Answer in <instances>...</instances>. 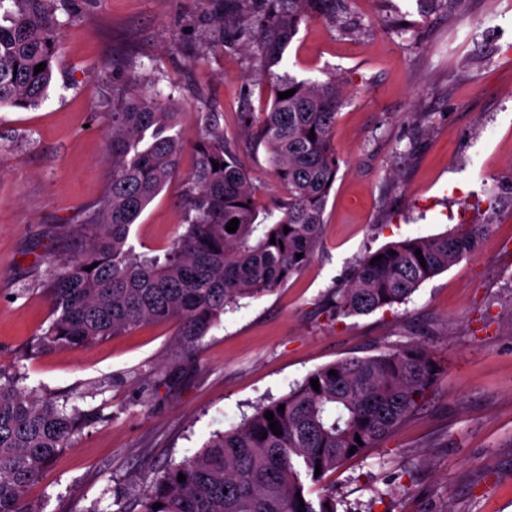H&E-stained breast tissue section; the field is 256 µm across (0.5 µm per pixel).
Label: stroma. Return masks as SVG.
I'll return each instance as SVG.
<instances>
[{
    "instance_id": "1",
    "label": "stroma",
    "mask_w": 512,
    "mask_h": 512,
    "mask_svg": "<svg viewBox=\"0 0 512 512\" xmlns=\"http://www.w3.org/2000/svg\"><path fill=\"white\" fill-rule=\"evenodd\" d=\"M216 0H84L35 108L0 107V369L94 420L29 488L34 512H139L170 463L328 363L420 344L446 370L378 447L327 475L338 512H512V0H344L309 19L275 72L341 81L340 169L312 261L226 312L194 349L173 322L80 349L24 350L52 320L50 275L89 240L105 194V99L143 70L183 114L178 173L130 231L160 254L184 230L195 115L269 109L271 75L225 46ZM240 158L268 204L283 196L264 149ZM483 224L479 249L404 304L331 317L334 288L389 243Z\"/></svg>"
}]
</instances>
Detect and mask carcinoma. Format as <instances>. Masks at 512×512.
Returning a JSON list of instances; mask_svg holds the SVG:
<instances>
[{
  "label": "carcinoma",
  "mask_w": 512,
  "mask_h": 512,
  "mask_svg": "<svg viewBox=\"0 0 512 512\" xmlns=\"http://www.w3.org/2000/svg\"><path fill=\"white\" fill-rule=\"evenodd\" d=\"M338 2L224 0L215 26L225 45L246 37L272 67L303 22L314 15L338 22ZM76 5L78 0H0V107L28 109L44 99L65 25L57 11L70 15ZM40 63L45 67L37 73ZM136 86L135 79L114 85L106 101L109 185L90 217L87 249L64 263L46 288L53 320L33 336L32 356L102 341L145 322H178L181 344L191 348L226 308L286 283L312 260L322 237L340 168L332 139L342 103L337 82L277 74L270 109L241 115L249 145L265 148L276 181L286 189V197L262 211L218 113H197L200 135L183 200L185 230L162 257L135 252L129 232L178 170L184 144L175 128L182 113L172 98ZM291 89L292 96L278 98ZM214 161L220 163L216 171ZM234 218L238 228L226 231ZM286 226L291 231L284 232ZM485 231L483 224L462 225L443 236L407 238L366 252L336 289L327 312L367 315L406 302L424 282L471 254ZM442 371L434 353L421 345L319 367L285 396L172 464L143 496L141 512H337L335 496L314 500L308 484L336 470L351 457L350 448L358 455L377 447L425 401ZM267 411L282 434L269 428ZM86 422L79 410L22 391L0 370V512H32L26 505L29 487ZM357 436L363 445H357ZM156 503L162 507L153 509Z\"/></svg>",
  "instance_id": "1"
}]
</instances>
